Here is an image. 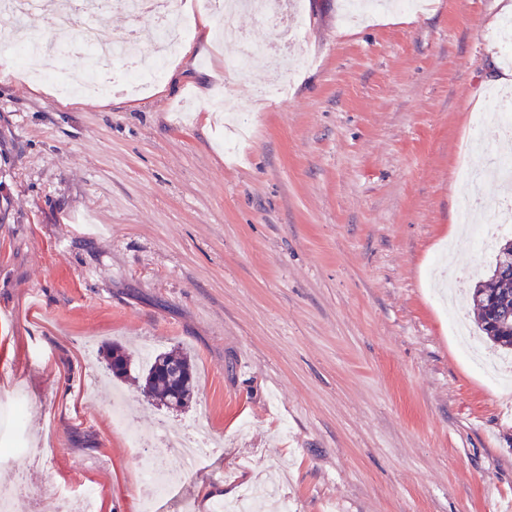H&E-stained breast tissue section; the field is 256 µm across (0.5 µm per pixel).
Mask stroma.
Segmentation results:
<instances>
[{
  "label": "stroma",
  "instance_id": "1",
  "mask_svg": "<svg viewBox=\"0 0 512 512\" xmlns=\"http://www.w3.org/2000/svg\"><path fill=\"white\" fill-rule=\"evenodd\" d=\"M348 0H306L301 20L196 11L259 44L295 36L309 63L258 55L242 71L192 26L143 95L53 99L0 83V394L32 399L26 430L48 454L11 464L57 512L79 484L98 512H139L142 475L178 472L154 512H212L274 479L269 512H498L512 499V379L467 359L445 312L437 255L465 271L460 318L485 356L471 289L492 251L449 238L464 196L489 223L503 191L464 166L492 93L491 54L512 45L496 0H426L416 14L344 22ZM111 41L151 31L123 0ZM283 100L256 103L275 78ZM153 351L185 349L198 377L177 413L136 380ZM132 357L109 375L112 343ZM131 416L147 441L113 426ZM189 425L209 453L184 469L165 441Z\"/></svg>",
  "mask_w": 512,
  "mask_h": 512
}]
</instances>
